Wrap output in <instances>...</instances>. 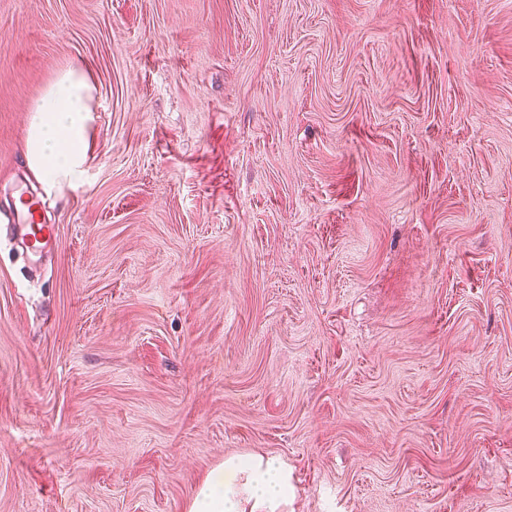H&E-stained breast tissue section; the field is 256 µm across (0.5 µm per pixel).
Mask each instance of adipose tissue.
I'll use <instances>...</instances> for the list:
<instances>
[{
	"label": "adipose tissue",
	"mask_w": 512,
	"mask_h": 512,
	"mask_svg": "<svg viewBox=\"0 0 512 512\" xmlns=\"http://www.w3.org/2000/svg\"><path fill=\"white\" fill-rule=\"evenodd\" d=\"M93 93L90 68L74 65L34 105L26 163L44 184L52 187L81 174ZM290 492L288 472L281 463L260 455L230 456L196 491L188 512H284Z\"/></svg>",
	"instance_id": "ef3b65f1"
}]
</instances>
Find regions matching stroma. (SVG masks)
Segmentation results:
<instances>
[{"label": "stroma", "mask_w": 512, "mask_h": 512, "mask_svg": "<svg viewBox=\"0 0 512 512\" xmlns=\"http://www.w3.org/2000/svg\"><path fill=\"white\" fill-rule=\"evenodd\" d=\"M250 454L288 512H512V0H0V512H187ZM94 88L85 63L71 66L46 88L30 111L26 164L50 187L83 172L87 159L84 128L93 112ZM24 209L16 211V244L32 260L41 258L55 236V226L42 224L39 218L40 199L26 189H20ZM27 195V196H25Z\"/></svg>", "instance_id": "1"}]
</instances>
